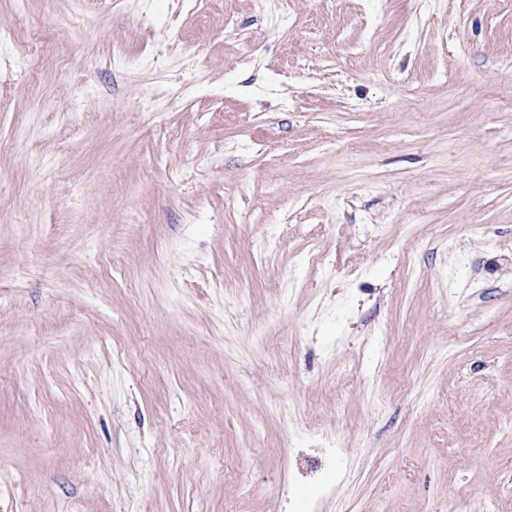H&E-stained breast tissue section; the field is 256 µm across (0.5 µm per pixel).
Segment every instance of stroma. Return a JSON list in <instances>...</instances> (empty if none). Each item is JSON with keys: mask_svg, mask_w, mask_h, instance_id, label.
<instances>
[{"mask_svg": "<svg viewBox=\"0 0 512 512\" xmlns=\"http://www.w3.org/2000/svg\"><path fill=\"white\" fill-rule=\"evenodd\" d=\"M289 2L0 0V512H512V0Z\"/></svg>", "mask_w": 512, "mask_h": 512, "instance_id": "obj_1", "label": "stroma"}]
</instances>
